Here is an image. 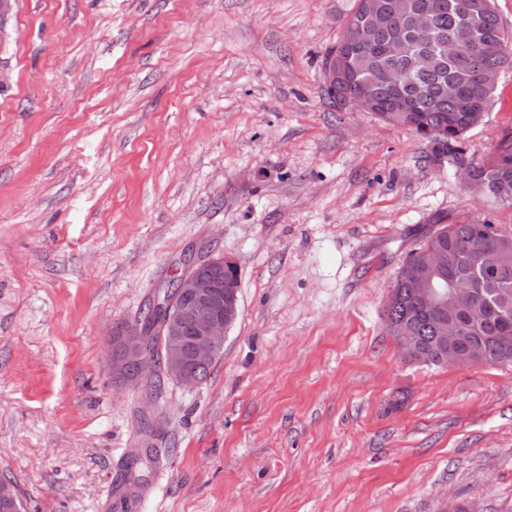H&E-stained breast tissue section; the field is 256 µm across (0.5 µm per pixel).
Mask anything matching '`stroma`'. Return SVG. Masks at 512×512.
<instances>
[{
  "mask_svg": "<svg viewBox=\"0 0 512 512\" xmlns=\"http://www.w3.org/2000/svg\"><path fill=\"white\" fill-rule=\"evenodd\" d=\"M354 8L10 0L0 478L26 512H512V363L408 362L383 320L436 220L512 234V207L327 98ZM511 131L508 67L467 158ZM199 241L241 277L208 379L114 383L113 327Z\"/></svg>",
  "mask_w": 512,
  "mask_h": 512,
  "instance_id": "1",
  "label": "stroma"
}]
</instances>
